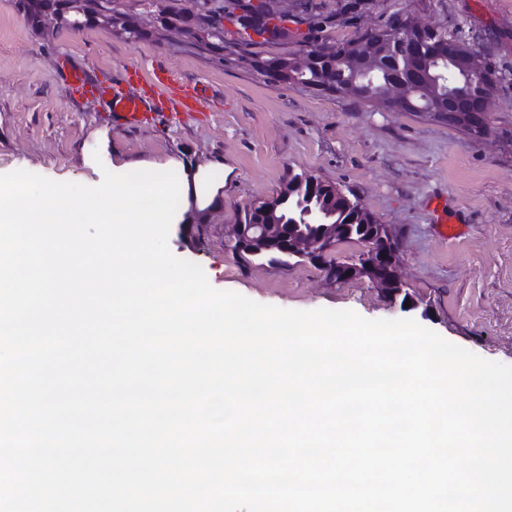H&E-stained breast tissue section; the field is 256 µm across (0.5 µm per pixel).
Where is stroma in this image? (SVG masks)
I'll return each mask as SVG.
<instances>
[{"mask_svg":"<svg viewBox=\"0 0 512 512\" xmlns=\"http://www.w3.org/2000/svg\"><path fill=\"white\" fill-rule=\"evenodd\" d=\"M274 0L288 16L286 40L242 42L224 26V53L157 28L150 0H112L114 11L149 31L146 40L95 24L34 30L18 0H0V173L27 170L54 181L99 185L105 168L174 159L191 169L224 166L222 205L190 210L171 226L172 254L199 264L219 290L284 309H349L367 319L411 318L480 357L512 365V0ZM400 18L443 31H469L497 73L490 131L467 133L352 96L271 84L253 60L334 46ZM93 65L108 78L162 62L172 78L212 85L202 120L129 130L106 105L69 99L62 63ZM308 172L353 193L396 235L404 296L368 279L329 281L309 263L272 264L227 247L231 226L254 203L276 196L289 176ZM441 201L460 236L436 228Z\"/></svg>","mask_w":512,"mask_h":512,"instance_id":"35a3bbf8","label":"stroma"}]
</instances>
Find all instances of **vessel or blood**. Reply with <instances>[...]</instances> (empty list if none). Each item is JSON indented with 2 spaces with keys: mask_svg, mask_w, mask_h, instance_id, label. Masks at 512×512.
Returning a JSON list of instances; mask_svg holds the SVG:
<instances>
[{
  "mask_svg": "<svg viewBox=\"0 0 512 512\" xmlns=\"http://www.w3.org/2000/svg\"><path fill=\"white\" fill-rule=\"evenodd\" d=\"M154 83H146L138 67L131 66L116 78L102 81L88 66L63 65L60 78L70 96L105 98L113 119L129 128L146 124L173 126L185 119L204 116L210 87L170 78L167 69L155 65Z\"/></svg>",
  "mask_w": 512,
  "mask_h": 512,
  "instance_id": "obj_1",
  "label": "vessel or blood"
}]
</instances>
